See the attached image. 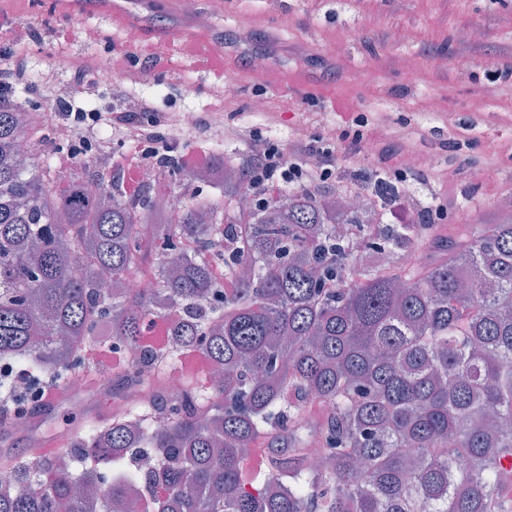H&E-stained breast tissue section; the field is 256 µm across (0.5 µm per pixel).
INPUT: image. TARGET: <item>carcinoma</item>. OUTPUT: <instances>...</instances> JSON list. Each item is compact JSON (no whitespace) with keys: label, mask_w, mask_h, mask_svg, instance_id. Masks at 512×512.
Returning <instances> with one entry per match:
<instances>
[{"label":"carcinoma","mask_w":512,"mask_h":512,"mask_svg":"<svg viewBox=\"0 0 512 512\" xmlns=\"http://www.w3.org/2000/svg\"><path fill=\"white\" fill-rule=\"evenodd\" d=\"M26 133L0 104V392L15 398L12 367L67 385L91 344L140 349L132 377L196 347L224 380L189 379L182 397L89 425L50 459H6L0 512H109L152 483L165 494L139 512H512V208L407 267L399 255L425 225L344 209L342 186L245 209L248 161L218 157L222 195L172 224L116 179L50 187L52 162L16 151ZM146 222L155 295L104 288L105 271L135 275ZM172 314L167 350L141 347L149 321ZM313 399L328 408L316 439ZM277 428L287 451L246 474V450ZM134 443L158 468L114 474Z\"/></svg>","instance_id":"cac0c4a2"}]
</instances>
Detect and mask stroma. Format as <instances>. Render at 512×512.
I'll list each match as a JSON object with an SVG mask.
<instances>
[{
	"label": "stroma",
	"mask_w": 512,
	"mask_h": 512,
	"mask_svg": "<svg viewBox=\"0 0 512 512\" xmlns=\"http://www.w3.org/2000/svg\"><path fill=\"white\" fill-rule=\"evenodd\" d=\"M212 3L198 0V7L210 13L207 29L226 54L220 75L205 71L185 49L198 28L193 17L170 11L167 0H137L144 17L138 44L162 38L167 64L157 71L155 99L164 110L191 109L204 121L220 109L225 124L260 129L290 152L295 130L310 140L337 127L333 109L339 104L377 113L389 137L433 160L428 169L409 172L412 190L429 202L452 199L447 217L427 230L430 238L472 226L512 200V85L490 75L512 61V0H322L313 17L306 0H234V10L219 12ZM51 7L50 0H11L0 16V51L20 25L55 22ZM243 16L248 26H240ZM90 29L111 45L100 55L103 65L128 52L126 28L96 6L73 12L67 51L89 52ZM245 56L264 64L244 67ZM434 58L443 59V67H432ZM475 58L484 59V67H471ZM186 82L196 94L182 95ZM257 97L265 111H250ZM452 138L464 139L462 153L449 151ZM328 165L332 184L351 189L383 176L379 154L368 143L354 156L337 143ZM451 168L452 179L446 176ZM55 393L17 419L10 416L12 402L0 401V457L35 459V432L46 443L74 439L80 422L64 420L70 392L59 386Z\"/></svg>",
	"instance_id": "1"
}]
</instances>
